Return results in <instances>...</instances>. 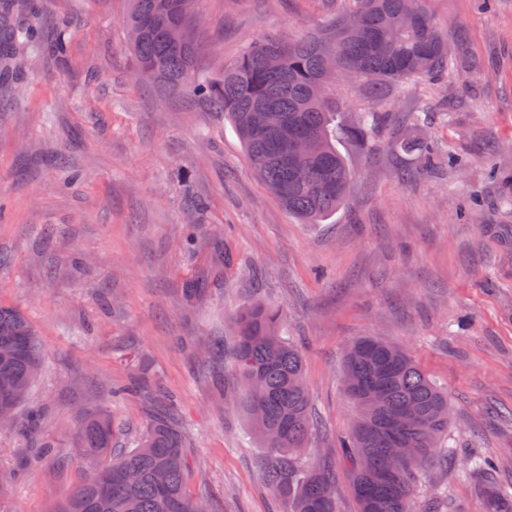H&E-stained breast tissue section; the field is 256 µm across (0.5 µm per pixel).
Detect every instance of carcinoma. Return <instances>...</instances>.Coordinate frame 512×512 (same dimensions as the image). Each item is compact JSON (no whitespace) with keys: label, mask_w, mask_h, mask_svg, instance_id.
<instances>
[{"label":"carcinoma","mask_w":512,"mask_h":512,"mask_svg":"<svg viewBox=\"0 0 512 512\" xmlns=\"http://www.w3.org/2000/svg\"><path fill=\"white\" fill-rule=\"evenodd\" d=\"M125 29L138 30L128 43L136 69L165 89L186 87L224 113L242 140L264 187L304 224H322L345 203L352 172L337 139L363 140L374 113L345 121L336 111V76L331 57L351 76L373 88L445 74L457 66L431 14L420 7L406 17L402 0H352L303 39H257L217 71L197 64L201 39L197 20L183 14L180 0H127ZM41 19L27 28L0 27V65L15 70V49L65 55L70 31L55 28L41 45ZM398 150L434 165L438 150L407 137ZM233 368L239 384L233 398L265 449V480L283 512H336V469L324 460H303L314 428L304 382V356L285 334L282 312L255 302L231 318ZM41 369L37 334L25 312L0 305V379L19 394L0 390V405L16 413ZM343 388L356 410L341 447L349 466V488L357 512H414L419 467L441 454L448 433L447 393L405 349L374 337L351 343L343 356ZM150 386L142 374L112 388L114 397L134 396ZM41 414L15 418V429L38 433ZM80 457L92 465L86 481L69 493L57 512H198L204 506L187 489L189 468L182 427L171 410L153 417L139 443L115 452L112 415H86L77 429ZM486 512H512V495L487 484L479 489Z\"/></svg>","instance_id":"carcinoma-1"}]
</instances>
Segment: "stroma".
I'll return each instance as SVG.
<instances>
[{
    "label": "stroma",
    "mask_w": 512,
    "mask_h": 512,
    "mask_svg": "<svg viewBox=\"0 0 512 512\" xmlns=\"http://www.w3.org/2000/svg\"><path fill=\"white\" fill-rule=\"evenodd\" d=\"M424 5L471 69L377 97L361 81L340 83V111L380 121L368 143H337L353 171L346 203L303 224L254 178L223 113L136 80L125 0H40L45 26L67 24L71 35L66 65L21 48V78L0 81V303L22 309L38 334L42 369L25 408L42 412L39 436L58 460L16 479L33 442L0 430V483L11 488L0 512H54L85 480L74 441L83 414L111 408L114 439L128 447L170 401L188 433L189 490L208 512H282L263 449L224 404L232 372L206 365L231 347V316L258 300L283 312L304 350L310 452L336 465L337 512H356L339 448L352 415L341 375L347 345L364 336L408 349L448 393V459L426 466L419 512H485L482 479L461 475L459 455L487 457L512 479V209L488 176L512 172V0ZM345 7L197 0L208 37L199 62L229 61L256 39L303 37ZM407 136L439 143L434 168L395 150ZM451 152L461 167H449ZM64 164L81 174L65 190ZM218 242L233 267L187 303ZM141 367L150 389L112 399L110 386Z\"/></svg>",
    "instance_id": "stroma-1"
}]
</instances>
